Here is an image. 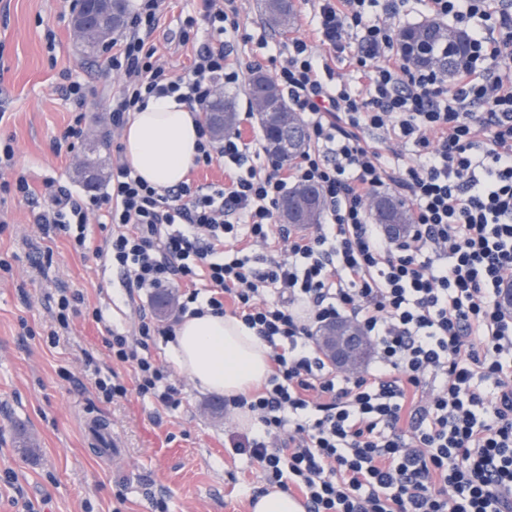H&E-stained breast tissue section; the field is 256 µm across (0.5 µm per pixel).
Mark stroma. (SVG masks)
I'll list each match as a JSON object with an SVG mask.
<instances>
[{"label": "stroma", "instance_id": "35a3bbf8", "mask_svg": "<svg viewBox=\"0 0 512 512\" xmlns=\"http://www.w3.org/2000/svg\"><path fill=\"white\" fill-rule=\"evenodd\" d=\"M290 35L271 32L262 19L261 0H237L241 62L259 57L274 74L271 60L289 37L309 38L313 53L337 74L349 76L348 61L330 55L313 40L311 0H294ZM74 0H0V139L11 141L16 170L34 186L52 179L75 198L104 193L88 189L81 177L86 160L108 176L122 159L121 129L112 125L108 98L118 78L109 54L85 56L70 27ZM200 0H167L155 34L159 54L177 74L184 73L191 46L176 33L183 14L200 10ZM55 50H47V35ZM267 49H259L260 37ZM93 87L78 138H66L71 104L60 88L67 80ZM42 204L7 196L0 204V255L10 272H0V512H150L165 500L167 512H250L253 497L267 489L261 468L227 448L230 432H248L222 395L197 388L173 373L181 391L178 409L165 410L128 396L107 403L92 384L93 370H116L106 340L111 331L134 334L140 313L154 314L155 291L127 287L122 274L104 260L75 253L65 236L42 234L35 216ZM50 265H42L43 256ZM80 293L68 335L47 336L56 289ZM103 322H95L93 311ZM105 420L121 437L117 458L97 455L85 430L87 417ZM38 445L36 456L18 451V432Z\"/></svg>", "mask_w": 512, "mask_h": 512}]
</instances>
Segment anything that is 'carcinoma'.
Segmentation results:
<instances>
[{"instance_id":"cac0c4a2","label":"carcinoma","mask_w":512,"mask_h":512,"mask_svg":"<svg viewBox=\"0 0 512 512\" xmlns=\"http://www.w3.org/2000/svg\"><path fill=\"white\" fill-rule=\"evenodd\" d=\"M262 11L266 23L278 33H286L292 29L294 7L292 0H262ZM128 12V0H113L112 14L98 19V27L103 31L114 33L120 30ZM399 44L403 52L426 64L436 63L444 69H451L465 56L466 35L460 30L429 21L415 24L403 29L399 34ZM440 44L451 45V52L446 56L432 57V50ZM250 100H265L268 111L257 114L262 128L267 152L280 156L274 149V133L284 132L296 138L294 150L285 156L292 160L307 148L308 140L304 122L294 112L281 95L276 84L263 73L256 71L251 74L248 82ZM204 118L216 137H223L237 123V103L232 96H223L212 100ZM375 207L372 216L377 224L394 225L404 228L412 223L410 209L403 200L381 194L374 199ZM323 196L320 188L313 184H303L290 191L280 203L279 218L285 224H296L301 227L318 224L323 216Z\"/></svg>"}]
</instances>
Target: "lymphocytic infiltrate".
<instances>
[{
	"mask_svg": "<svg viewBox=\"0 0 512 512\" xmlns=\"http://www.w3.org/2000/svg\"><path fill=\"white\" fill-rule=\"evenodd\" d=\"M177 32L195 47L186 74L161 63L153 36L162 0H139L109 65L122 82L109 98L114 126L150 97L205 111L221 87L244 76L227 33L235 0H202ZM316 0L315 37L357 63V81L323 76L303 38L280 48L275 82L300 112L308 146L299 162L248 166L239 133L216 139L199 127L196 166L223 161L228 183L156 188L124 161L102 196L76 199L46 181L43 234L89 248L91 212L114 232L98 255L128 287H181L179 315L232 313L269 349L270 373L253 393L229 398L254 419L231 436L237 454L270 486L295 489L306 512H512V0H424L437 21L465 24L470 49L446 71L399 50V0ZM320 187L327 215L292 236L275 213L289 184ZM403 195L413 222L398 238L370 224L381 189ZM446 266H435L437 258ZM353 320L375 351L350 375L328 366L315 330ZM171 327L142 321L139 336L107 347L131 365L132 384L99 375L104 401L136 393L177 409L180 392L148 356Z\"/></svg>",
	"mask_w": 512,
	"mask_h": 512,
	"instance_id": "1",
	"label": "lymphocytic infiltrate"
}]
</instances>
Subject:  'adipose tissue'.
Returning <instances> with one entry per match:
<instances>
[{"mask_svg": "<svg viewBox=\"0 0 512 512\" xmlns=\"http://www.w3.org/2000/svg\"><path fill=\"white\" fill-rule=\"evenodd\" d=\"M197 117L172 97H153L132 113L122 149L136 175L157 188L184 181L197 154ZM168 355L175 369L204 390L231 397L247 393L268 372L267 349L241 320L204 313L177 326Z\"/></svg>", "mask_w": 512, "mask_h": 512, "instance_id": "1", "label": "adipose tissue"}]
</instances>
